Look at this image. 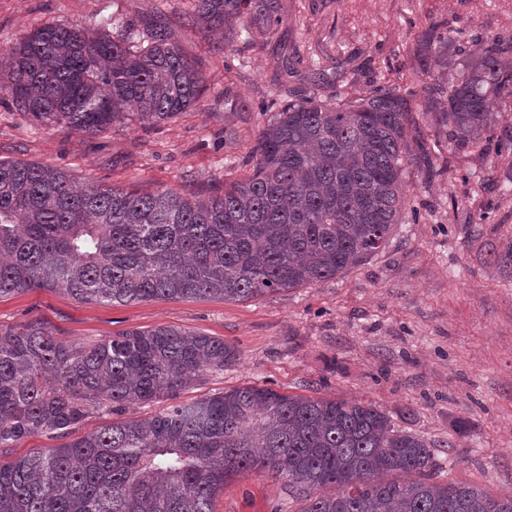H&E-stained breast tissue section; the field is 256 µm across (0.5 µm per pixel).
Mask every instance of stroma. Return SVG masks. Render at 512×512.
<instances>
[{
	"instance_id": "obj_1",
	"label": "stroma",
	"mask_w": 512,
	"mask_h": 512,
	"mask_svg": "<svg viewBox=\"0 0 512 512\" xmlns=\"http://www.w3.org/2000/svg\"><path fill=\"white\" fill-rule=\"evenodd\" d=\"M274 38L232 51L180 27L201 63L200 104L155 126L132 120L97 134L36 124L0 96V157L44 163L74 181L188 197L223 190L268 122L262 104L299 94L355 96L395 86L415 103L447 101L450 68L497 38L512 53V0H280ZM156 0H0V51L48 24L97 29L133 18ZM447 55L420 72L416 49L429 31ZM295 62L289 79L278 58ZM500 122L484 152H462L432 124L418 131L445 169H409L407 206L387 246L336 277L247 301L174 298L112 304L34 288L0 298V326L41 323L67 344L131 329L174 327L234 346V365L180 394L193 401L259 385L283 394L375 404L431 444L435 481H465L512 495V166L497 141L512 135V96L495 97ZM283 482L246 474L229 481L215 512H300Z\"/></svg>"
}]
</instances>
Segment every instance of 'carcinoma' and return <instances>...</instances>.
I'll list each match as a JSON object with an SVG mask.
<instances>
[{
	"mask_svg": "<svg viewBox=\"0 0 512 512\" xmlns=\"http://www.w3.org/2000/svg\"><path fill=\"white\" fill-rule=\"evenodd\" d=\"M188 25L272 35L278 0H192ZM118 35L46 24L0 53V93L36 123L86 133L159 124L199 103V62L164 0ZM448 52L431 31L423 64ZM512 96V59L493 41L448 76V104L417 108L377 86L331 101H273L253 165L224 192L187 198L77 185L63 171L0 160V297L31 288L86 301L183 297L245 301L336 277L384 249L406 207L404 175L438 160L410 148L416 112L456 148L480 151L498 123L490 95ZM221 338L173 327L64 344L43 325L0 327V453L24 438L68 435L90 411L125 418L0 463V512H213L224 483L282 480L300 512H512V496L426 479L434 454L371 402L285 395L247 385L192 402L182 390L237 360Z\"/></svg>",
	"mask_w": 512,
	"mask_h": 512,
	"instance_id": "1",
	"label": "carcinoma"
}]
</instances>
